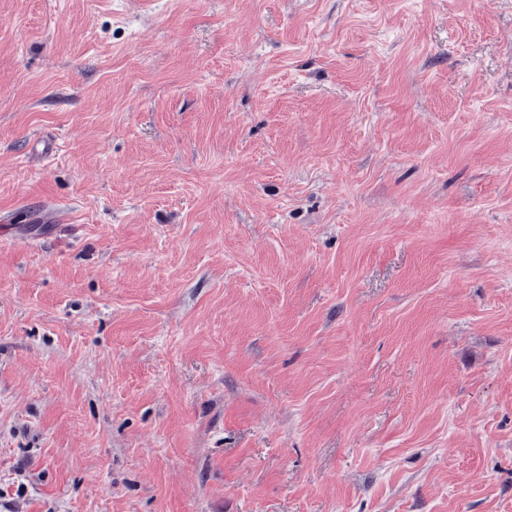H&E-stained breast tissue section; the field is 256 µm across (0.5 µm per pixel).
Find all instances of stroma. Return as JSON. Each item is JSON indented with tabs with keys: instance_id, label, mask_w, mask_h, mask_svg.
<instances>
[{
	"instance_id": "obj_1",
	"label": "stroma",
	"mask_w": 512,
	"mask_h": 512,
	"mask_svg": "<svg viewBox=\"0 0 512 512\" xmlns=\"http://www.w3.org/2000/svg\"><path fill=\"white\" fill-rule=\"evenodd\" d=\"M0 489L512 512V0H0Z\"/></svg>"
}]
</instances>
